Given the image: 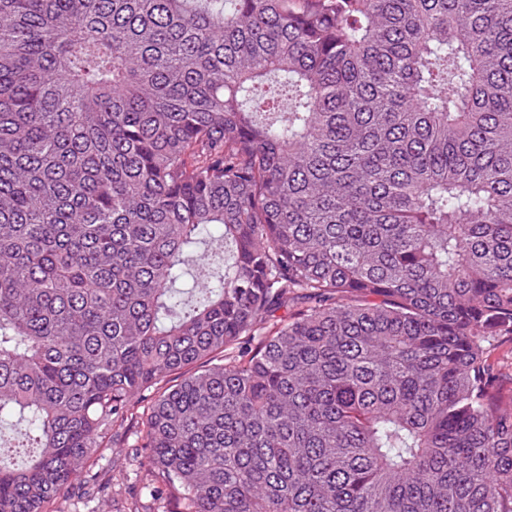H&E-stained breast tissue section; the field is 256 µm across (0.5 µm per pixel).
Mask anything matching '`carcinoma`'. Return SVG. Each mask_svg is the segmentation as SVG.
<instances>
[{
	"instance_id": "obj_1",
	"label": "carcinoma",
	"mask_w": 512,
	"mask_h": 512,
	"mask_svg": "<svg viewBox=\"0 0 512 512\" xmlns=\"http://www.w3.org/2000/svg\"><path fill=\"white\" fill-rule=\"evenodd\" d=\"M506 343L512 0H0V512H512ZM127 448H111L105 453V457L99 460V468L112 470L114 483H119L121 490L119 494L106 502L104 512H129L135 507L156 509L149 503H142L139 497V489L144 475V468L137 460H132L126 455ZM141 512V509H138Z\"/></svg>"
}]
</instances>
